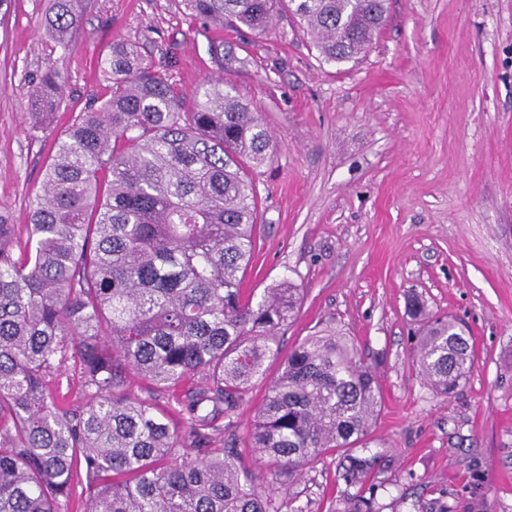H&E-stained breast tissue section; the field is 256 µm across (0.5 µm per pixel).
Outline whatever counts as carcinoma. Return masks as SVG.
Listing matches in <instances>:
<instances>
[{
  "label": "carcinoma",
  "mask_w": 512,
  "mask_h": 512,
  "mask_svg": "<svg viewBox=\"0 0 512 512\" xmlns=\"http://www.w3.org/2000/svg\"><path fill=\"white\" fill-rule=\"evenodd\" d=\"M83 0H53L52 49L67 51ZM195 17L256 35L291 15L321 62L356 60L380 34L387 0H189ZM106 91L53 141L25 241L0 223V512H297L274 486L326 451L367 448L381 406L375 371L342 330L326 327L288 351L256 408L251 447L262 475L209 430L245 401L301 289L284 279L243 292L255 254L253 174L273 149L249 102L219 77L192 100L139 47L112 43ZM64 77L53 65L28 103L33 127L53 124ZM418 367L452 395L474 351L451 320L424 314ZM190 390L182 429L128 392ZM81 383L74 406L60 377ZM362 483L376 457L350 454ZM343 512H376L374 499Z\"/></svg>",
  "instance_id": "obj_1"
}]
</instances>
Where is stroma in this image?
I'll return each mask as SVG.
<instances>
[{
  "label": "stroma",
  "mask_w": 512,
  "mask_h": 512,
  "mask_svg": "<svg viewBox=\"0 0 512 512\" xmlns=\"http://www.w3.org/2000/svg\"><path fill=\"white\" fill-rule=\"evenodd\" d=\"M50 0L0 7V220L24 225L54 137L105 91L100 61L139 43L177 87L230 81L259 113L274 151L255 178L259 229L247 289L289 280L303 292L280 353L336 323L382 389L366 485L343 478L331 450L283 487L297 512H342L372 494L380 512H512V0H389L363 57L327 65L289 16L262 36L198 20L188 0H84L67 54L44 27ZM234 44L217 67L212 43ZM66 77L56 123L33 129L32 79L50 61ZM419 295L466 329L475 358L449 397L418 371ZM252 380L220 417V437L261 463L251 422L279 370Z\"/></svg>",
  "instance_id": "1"
}]
</instances>
